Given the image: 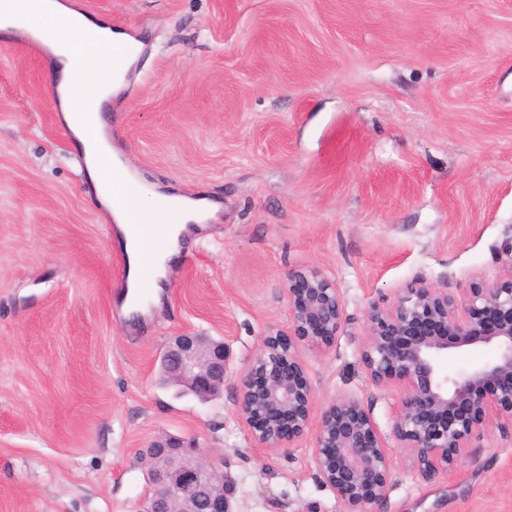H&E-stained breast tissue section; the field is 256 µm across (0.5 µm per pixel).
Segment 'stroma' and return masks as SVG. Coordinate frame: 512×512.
Listing matches in <instances>:
<instances>
[{
    "instance_id": "stroma-1",
    "label": "stroma",
    "mask_w": 512,
    "mask_h": 512,
    "mask_svg": "<svg viewBox=\"0 0 512 512\" xmlns=\"http://www.w3.org/2000/svg\"><path fill=\"white\" fill-rule=\"evenodd\" d=\"M143 45L106 113L141 184L219 200L166 298L132 325L124 248L61 124L45 50L0 35V512H134L143 448L195 440L232 512H342L296 447H255L237 377L292 332L288 275L338 288L334 342L302 349L313 415L359 397L393 476L375 512H512V432L425 481L392 434L396 387L360 361L372 306L424 282L465 303L512 276V0H73ZM231 351L222 396L159 382L172 336Z\"/></svg>"
}]
</instances>
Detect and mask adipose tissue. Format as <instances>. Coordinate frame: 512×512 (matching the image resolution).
<instances>
[{
    "mask_svg": "<svg viewBox=\"0 0 512 512\" xmlns=\"http://www.w3.org/2000/svg\"><path fill=\"white\" fill-rule=\"evenodd\" d=\"M41 5L42 22L49 31L43 45L50 55L51 79L60 109L59 118L71 133L76 147L84 155L87 175L94 186L106 220L114 222L119 233L126 235L132 224H161L167 234V248L152 255L158 278H166L170 264L180 252L183 234L189 223H201L213 218L215 205L205 200L192 201L168 196L152 190L136 195L114 193L103 186L107 179L98 165L95 154L106 142L104 133L90 135L74 112L68 95V85L75 63L89 47H97L96 61L88 69V87L99 99H106L115 85L109 77L112 68V47L133 46L126 33L112 30L103 21L89 17L72 7L67 0H0V33L9 35L34 34V27L23 17L31 5Z\"/></svg>",
    "mask_w": 512,
    "mask_h": 512,
    "instance_id": "obj_1",
    "label": "adipose tissue"
}]
</instances>
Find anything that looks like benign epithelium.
I'll use <instances>...</instances> for the list:
<instances>
[{"mask_svg": "<svg viewBox=\"0 0 512 512\" xmlns=\"http://www.w3.org/2000/svg\"><path fill=\"white\" fill-rule=\"evenodd\" d=\"M288 289L293 337H265L237 379L238 417L254 444L291 448L315 427L312 460L343 512H373L393 472L385 436L359 399L346 396L312 422V389L300 350L328 345L343 324V299L318 273L296 275ZM360 352L376 386L399 390L393 435L407 448L412 471L424 480L450 476L471 440L493 428L512 431V277L471 288L460 306L445 289L415 283L393 304L371 307ZM494 348L493 357L455 373V351ZM230 354L221 340L187 332L161 357L163 381L202 399L224 389ZM150 492L136 512H230L231 477L200 457L197 446L168 436L152 441Z\"/></svg>", "mask_w": 512, "mask_h": 512, "instance_id": "benign-epithelium-1", "label": "benign epithelium"}]
</instances>
